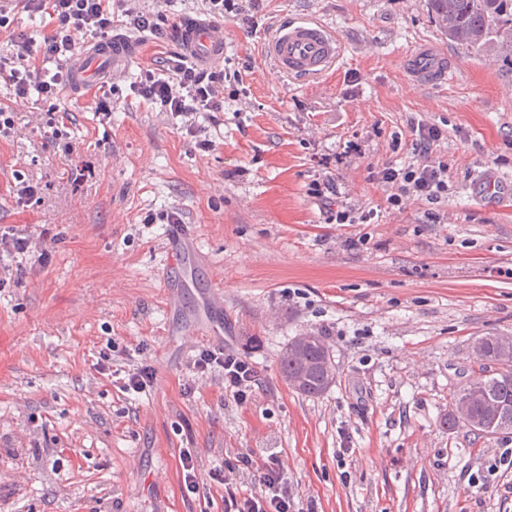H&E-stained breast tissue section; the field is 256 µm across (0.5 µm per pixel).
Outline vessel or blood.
<instances>
[{"instance_id": "b4317fda", "label": "vessel or blood", "mask_w": 512, "mask_h": 512, "mask_svg": "<svg viewBox=\"0 0 512 512\" xmlns=\"http://www.w3.org/2000/svg\"><path fill=\"white\" fill-rule=\"evenodd\" d=\"M178 39L182 50L200 64L214 65L224 56V39L214 34L210 22L192 17L181 19ZM134 52L133 41L122 37L86 46L70 62L72 92H81L91 83H102L111 69L128 62ZM267 52L280 74L317 77L335 61L338 40L317 22L287 21L273 32ZM401 66L420 85H441L455 77L447 53L431 46L402 55Z\"/></svg>"}]
</instances>
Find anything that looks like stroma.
Instances as JSON below:
<instances>
[{"mask_svg":"<svg viewBox=\"0 0 512 512\" xmlns=\"http://www.w3.org/2000/svg\"><path fill=\"white\" fill-rule=\"evenodd\" d=\"M325 24L335 64L278 75L265 46L283 21ZM226 71L242 85L203 119L208 151L180 120L130 89L157 70L138 46L128 80L97 112L63 92L78 151L39 134L0 138V227L48 231V262L17 259L0 286V512H225L213 466L251 450L281 455L307 512H512V434L448 429V398L475 364L471 341L512 335V199L476 197L512 180V64L451 43L426 0H263L258 29L225 17ZM436 43L456 69L427 88L397 66ZM444 134L448 199L391 210L370 175L411 162L408 123ZM359 154H349V145ZM25 157L40 198L17 205ZM333 158L340 200L374 209L336 224L310 188ZM179 208L199 259L179 271L165 215ZM367 237L366 247L353 239ZM303 332L325 336L336 382L297 394L278 358ZM250 356L260 387L237 404L191 363L213 345ZM143 365L152 386L125 394L98 371ZM201 454L197 493L181 490L179 451Z\"/></svg>","mask_w":512,"mask_h":512,"instance_id":"1","label":"stroma"}]
</instances>
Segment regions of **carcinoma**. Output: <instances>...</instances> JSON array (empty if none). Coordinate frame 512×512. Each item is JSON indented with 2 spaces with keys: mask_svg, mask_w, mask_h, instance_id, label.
<instances>
[{
  "mask_svg": "<svg viewBox=\"0 0 512 512\" xmlns=\"http://www.w3.org/2000/svg\"><path fill=\"white\" fill-rule=\"evenodd\" d=\"M432 17L448 40L460 43L477 54L494 52L512 58V0H427ZM479 376L455 391L448 402L444 424L454 430L465 427L482 435L490 434L484 420L506 413L512 407V352L504 354L502 336L487 333L477 336L470 345ZM331 353L324 337L308 332L294 337L279 356L278 366L287 386L299 376L306 383L299 389L305 396L316 397L334 384L336 365L317 364Z\"/></svg>",
  "mask_w": 512,
  "mask_h": 512,
  "instance_id": "cac0c4a2",
  "label": "carcinoma"
}]
</instances>
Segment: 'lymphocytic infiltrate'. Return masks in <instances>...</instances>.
Returning a JSON list of instances; mask_svg holds the SVG:
<instances>
[{"label":"lymphocytic infiltrate","mask_w":512,"mask_h":512,"mask_svg":"<svg viewBox=\"0 0 512 512\" xmlns=\"http://www.w3.org/2000/svg\"><path fill=\"white\" fill-rule=\"evenodd\" d=\"M48 17L50 34L35 41L24 34H13L15 16ZM114 0H0V31L11 33L12 50L0 55V81L19 100L37 97L47 102L61 96L70 83L65 64L79 43L89 37H102L117 25ZM223 71L199 66L186 55L167 51L162 57L161 74L147 73L135 90L159 111L181 119L188 135L197 139L198 149L211 148L212 142L200 138L201 118L224 108ZM45 149L72 156L77 149L68 129L70 112L53 109L35 115ZM413 160L404 166L383 164L375 179L387 193L391 209L405 210L407 204L441 202L448 195V164L435 150L443 137L440 127L417 121L411 123ZM32 253L46 259L50 253L46 235L32 237L12 230H0V285L13 274L9 259ZM195 380L221 372L224 391L235 402H248L259 382V372L251 358L217 345L201 350L191 364ZM210 478L224 488L229 512H303L295 501L288 474L276 453L256 456L240 454L234 463L212 468Z\"/></svg>","instance_id":"f902f5d3"}]
</instances>
